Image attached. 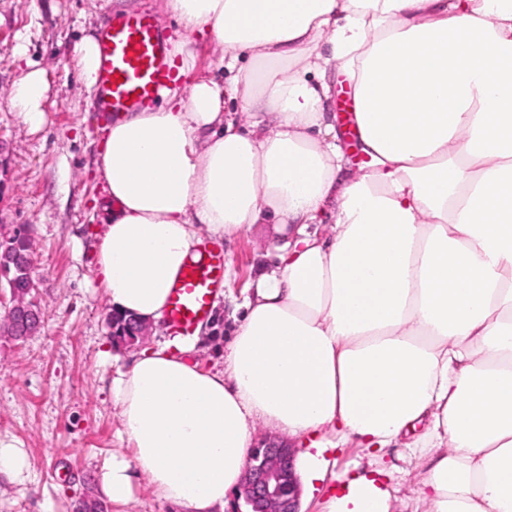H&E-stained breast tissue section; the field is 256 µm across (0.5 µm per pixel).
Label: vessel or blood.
<instances>
[{
  "instance_id": "1",
  "label": "vessel or blood",
  "mask_w": 512,
  "mask_h": 512,
  "mask_svg": "<svg viewBox=\"0 0 512 512\" xmlns=\"http://www.w3.org/2000/svg\"><path fill=\"white\" fill-rule=\"evenodd\" d=\"M174 78L165 33L151 12L122 15L100 31L95 90L105 118L153 104ZM224 266V251L216 246L187 259L168 300L167 316L176 330L190 331L208 318Z\"/></svg>"
}]
</instances>
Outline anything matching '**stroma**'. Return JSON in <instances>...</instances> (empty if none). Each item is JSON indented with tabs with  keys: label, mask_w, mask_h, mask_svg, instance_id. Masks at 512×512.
Returning a JSON list of instances; mask_svg holds the SVG:
<instances>
[{
	"label": "stroma",
	"mask_w": 512,
	"mask_h": 512,
	"mask_svg": "<svg viewBox=\"0 0 512 512\" xmlns=\"http://www.w3.org/2000/svg\"><path fill=\"white\" fill-rule=\"evenodd\" d=\"M141 9L173 32L164 0H0V225L31 231L36 298L46 313L27 341L0 339V437L25 449L32 475L23 486L0 480V512H74L80 497L97 495L96 470L121 446L109 402L115 368L99 357L109 340L108 304L94 287V245L104 216L96 179L103 121L75 48L115 11ZM32 62L51 83L47 121L37 130L7 104ZM271 233V225L254 224L222 241L229 276L207 320L220 335L232 327L246 288L276 263ZM328 457L339 474L387 472L392 512H426L418 498L424 471L410 449L348 445Z\"/></svg>",
	"instance_id": "35a3bbf8"
}]
</instances>
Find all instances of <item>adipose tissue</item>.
Masks as SVG:
<instances>
[{
    "mask_svg": "<svg viewBox=\"0 0 512 512\" xmlns=\"http://www.w3.org/2000/svg\"><path fill=\"white\" fill-rule=\"evenodd\" d=\"M165 8L179 74L206 35L226 77L164 87L106 124L97 284L112 310L160 325L204 242L269 224L280 263L244 297L223 368L179 333L117 368L124 447L99 467V493L124 507L144 484L179 512H224L256 427L304 445L309 488L327 449H382L421 423L428 512H512V0ZM335 76L367 158L353 173L327 110ZM50 89L31 69L9 105L39 129ZM328 211L330 232H311ZM392 501L367 473L327 508Z\"/></svg>",
    "mask_w": 512,
    "mask_h": 512,
    "instance_id": "ef3b65f1",
    "label": "adipose tissue"
}]
</instances>
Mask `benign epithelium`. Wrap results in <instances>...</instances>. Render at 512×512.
<instances>
[{"mask_svg":"<svg viewBox=\"0 0 512 512\" xmlns=\"http://www.w3.org/2000/svg\"><path fill=\"white\" fill-rule=\"evenodd\" d=\"M33 266V255L20 256L14 277L7 285H0V300L3 291L9 293L12 329L23 336L34 335L44 321L43 311L27 302V295L37 288ZM133 323L135 338L128 343L119 339V345L130 347L147 343L152 327L138 319ZM294 457V449L284 439L265 438L252 448L239 488L248 512H299L301 489L294 473Z\"/></svg>","mask_w":512,"mask_h":512,"instance_id":"1","label":"benign epithelium"}]
</instances>
